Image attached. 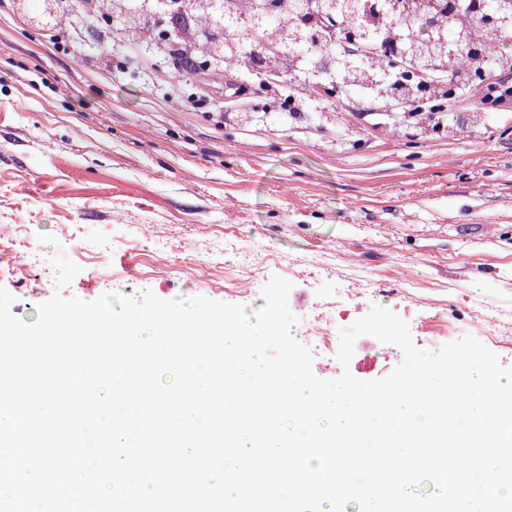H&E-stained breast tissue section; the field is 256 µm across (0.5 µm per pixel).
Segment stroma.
Returning <instances> with one entry per match:
<instances>
[{"label": "stroma", "instance_id": "obj_1", "mask_svg": "<svg viewBox=\"0 0 512 512\" xmlns=\"http://www.w3.org/2000/svg\"><path fill=\"white\" fill-rule=\"evenodd\" d=\"M41 8L0 0V223L35 256L27 280L0 276L17 318L58 291L231 302L194 281L201 263L243 273L251 314L272 276L291 281L300 341L312 306L335 299L341 328L383 306L422 349L451 342L452 322L466 336L476 311L489 335L512 325V108L479 116L467 95L439 132L352 93L284 112L285 89L242 100L247 73L174 80L169 55L76 16L56 51L30 25ZM81 237L110 246L80 253ZM60 254L81 268L62 289ZM402 361L362 336L349 369L374 380Z\"/></svg>", "mask_w": 512, "mask_h": 512}]
</instances>
